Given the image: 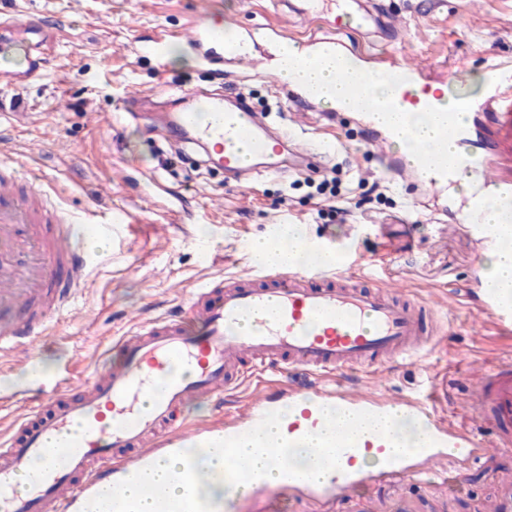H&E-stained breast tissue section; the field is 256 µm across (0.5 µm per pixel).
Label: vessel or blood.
Instances as JSON below:
<instances>
[{
  "label": "vessel or blood",
  "mask_w": 512,
  "mask_h": 512,
  "mask_svg": "<svg viewBox=\"0 0 512 512\" xmlns=\"http://www.w3.org/2000/svg\"><path fill=\"white\" fill-rule=\"evenodd\" d=\"M337 16L355 18L361 28L387 25L388 10L379 0H332ZM195 47H222V56L254 60L249 38L225 39L213 27H193ZM54 43L40 17L8 12L0 21V77L24 84L37 77L43 57ZM382 76L399 87L398 95L380 102L361 87L345 83L344 95L359 113L437 114L435 148L402 157L395 174L437 189L455 172L481 174L484 187L512 192L486 157L470 146V130L457 112H438L441 91L422 86L420 69L395 64ZM497 124L512 133V65L493 67L490 89L482 102ZM166 139L211 147L225 178L245 179L278 173L292 166L312 167L323 146H296L291 126L271 127L261 111L244 100L211 93L188 95L176 112L155 116ZM108 224H78L52 205L46 190L27 180L0 183V352L31 359L37 336L47 332L57 310L84 288L93 262L91 240L111 239ZM361 274L343 276L308 267L299 271L254 264L244 277L217 279L190 293L178 318L135 325L115 348L117 364L93 381L67 393L65 375L43 388L34 407L13 412L14 433L0 441V512H97L104 494L119 489L167 455L184 460L169 474L183 490L164 496L148 483L141 494L151 512H208L194 497L201 471L189 449L224 450V476L235 481L242 436L279 431L275 447L261 448L264 474L226 499V512L244 503L259 512H283L284 499L309 496L320 504L357 496L369 486L399 483L430 471L441 460L453 465L449 483L462 482L471 461L491 451L512 450V364L484 369L473 403L480 431L438 420L426 392L392 402L373 394L355 395L336 384L339 375L378 370L417 357L432 347L440 332L428 305L395 294L387 286L365 285ZM484 311L502 329H512V297L486 291ZM199 330H191V323ZM273 366L285 382L277 401L259 398L230 420L198 426L181 411L199 398L223 396ZM301 370L318 382L303 389L288 384ZM405 417L424 425L426 448H402L389 429L366 431L364 422ZM313 437L318 448V479L289 466L288 458ZM42 468L36 480H19L33 462Z\"/></svg>",
  "instance_id": "b4317fda"
}]
</instances>
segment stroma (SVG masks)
<instances>
[{"label": "stroma", "mask_w": 512, "mask_h": 512, "mask_svg": "<svg viewBox=\"0 0 512 512\" xmlns=\"http://www.w3.org/2000/svg\"><path fill=\"white\" fill-rule=\"evenodd\" d=\"M399 28L378 39L367 60L418 63L430 84L454 79L472 98L477 76L512 61V0H384ZM23 13L47 15L60 39L39 75L15 86L0 79V99L23 100L27 114H0V171L44 185L52 199L82 224H112L122 236L96 243L100 256L85 288L58 315L33 355L49 368L70 364L73 377L91 381L118 360L115 342L130 318L149 323L177 310L189 292L219 276L249 271L248 243L275 224H301L311 239L347 249L352 261L381 282L414 295L434 311L447 336L422 357L382 372L345 380L354 394L397 400L424 387L440 393L437 413L455 426L470 424L474 377L489 361L512 362V332L496 330L480 309L482 253L456 221L462 189L431 192L393 177L388 162L366 144L364 121L337 113L327 120L307 113L300 140L328 146L321 168L263 174L249 188L225 182L194 145H174L127 115L137 93L153 95L170 111L172 94L223 86L262 105L285 123L291 105L280 93L276 64L257 74L209 66L184 36L190 24H232L254 32L283 29L337 33L347 49L364 46L355 23L339 21L330 0H315L306 16L286 0H16ZM172 34L187 60L145 57L141 41L159 28ZM335 177V193L319 185ZM175 223L167 236L154 229L168 206ZM337 209L335 223L322 211ZM431 473L392 487L374 486L370 512H481L512 453L476 459L461 488Z\"/></svg>", "instance_id": "stroma-1"}]
</instances>
